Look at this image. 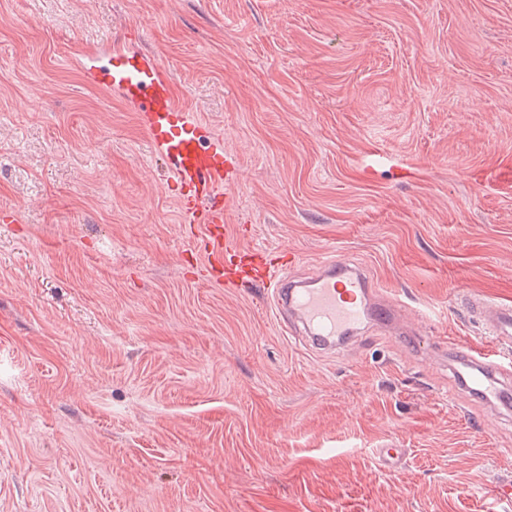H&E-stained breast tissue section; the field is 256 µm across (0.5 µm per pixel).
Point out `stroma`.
Listing matches in <instances>:
<instances>
[{
    "label": "stroma",
    "instance_id": "1",
    "mask_svg": "<svg viewBox=\"0 0 512 512\" xmlns=\"http://www.w3.org/2000/svg\"><path fill=\"white\" fill-rule=\"evenodd\" d=\"M238 160L249 247L330 251L402 301L329 358L194 280L124 35ZM0 512H512V413L436 337L512 302V0H0ZM406 454L385 469L375 451Z\"/></svg>",
    "mask_w": 512,
    "mask_h": 512
}]
</instances>
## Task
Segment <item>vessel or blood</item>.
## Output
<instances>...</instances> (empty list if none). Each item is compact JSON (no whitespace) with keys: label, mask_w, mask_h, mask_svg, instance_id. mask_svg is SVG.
I'll return each mask as SVG.
<instances>
[{"label":"vessel or blood","mask_w":512,"mask_h":512,"mask_svg":"<svg viewBox=\"0 0 512 512\" xmlns=\"http://www.w3.org/2000/svg\"><path fill=\"white\" fill-rule=\"evenodd\" d=\"M78 55L90 84L136 107L149 141L167 159L171 189L185 223L193 227L190 242L201 278L224 288H263L282 334L322 356H335L367 326L400 323L399 306L384 296L367 269L343 255L326 257L315 272L299 277L293 272L298 256L285 253L272 264L230 236L227 208L219 198L221 186L235 179L236 163L222 137L177 101L154 53L125 42L113 46L103 65L94 48H81ZM465 309L480 324L488 348L450 345L442 337L437 343L447 346L461 387L488 404H512V386L504 381L512 371V359L504 357L512 350V303L474 291L466 296Z\"/></svg>","instance_id":"vessel-or-blood-1"}]
</instances>
